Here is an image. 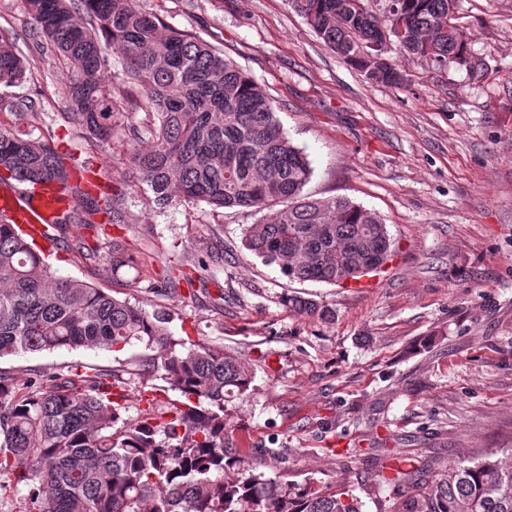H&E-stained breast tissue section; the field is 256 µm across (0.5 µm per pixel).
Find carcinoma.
<instances>
[{"label": "carcinoma", "mask_w": 512, "mask_h": 512, "mask_svg": "<svg viewBox=\"0 0 512 512\" xmlns=\"http://www.w3.org/2000/svg\"><path fill=\"white\" fill-rule=\"evenodd\" d=\"M25 0L49 45L68 63L67 119L108 141L123 113L102 78L112 54L123 58L132 83L147 93L151 124L129 161L136 186L160 207L204 202L215 208L275 209L250 224L243 247L291 280L339 285L382 269L391 239L381 217L346 197L303 194L313 168L283 132L273 101L235 62L207 42L169 28L137 0ZM377 0H292L323 42L358 70L375 36ZM456 0H394L413 19L404 51L432 48L437 63L465 61L466 34L452 15ZM24 58L0 46V85L26 77ZM0 125V180L34 187L57 181L77 197L54 143L23 129L25 112ZM93 201L56 223L91 224ZM79 257L106 258L135 268L136 258L114 238L106 250L80 240ZM288 310L329 322L334 312L300 295L282 297ZM157 353L145 363L183 400L123 417L126 395L101 373L72 369L18 387L0 371V470L29 486L25 512H361L344 489L313 478L270 477L257 459L229 446L228 404L247 394L255 374L240 356L201 343L186 345L165 312H149L100 288L63 277L44 252L0 214V359L20 351L124 347ZM418 512H512V463L485 453L444 468Z\"/></svg>", "instance_id": "obj_1"}]
</instances>
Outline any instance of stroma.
I'll return each instance as SVG.
<instances>
[{"instance_id": "35a3bbf8", "label": "stroma", "mask_w": 512, "mask_h": 512, "mask_svg": "<svg viewBox=\"0 0 512 512\" xmlns=\"http://www.w3.org/2000/svg\"><path fill=\"white\" fill-rule=\"evenodd\" d=\"M166 26L207 41L274 102L313 167L306 194L343 196L376 212L392 254L377 277L350 284L285 277L242 247L258 214L189 203L164 210L135 187L127 129L111 142L68 123L64 59L22 0H0V37L26 61L8 88L36 134L96 167L121 239L143 273L69 252L60 275L165 309L175 337L247 359L255 380L233 401L235 447L276 448L267 475L344 486L362 512H410L441 468L512 448V0H459L465 63L406 54L388 41L399 86L369 81L316 37L288 0H138ZM136 125L146 94L127 84L120 54L105 73ZM191 274L196 300L160 289L170 269ZM139 277L137 290L126 283ZM324 301L322 323L289 312L282 294ZM150 352L125 347L20 353L0 371L23 385L81 366L118 377L126 417L167 384L142 374Z\"/></svg>"}]
</instances>
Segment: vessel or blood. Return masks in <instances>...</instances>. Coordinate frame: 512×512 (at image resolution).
<instances>
[{
	"label": "vessel or blood",
	"mask_w": 512,
	"mask_h": 512,
	"mask_svg": "<svg viewBox=\"0 0 512 512\" xmlns=\"http://www.w3.org/2000/svg\"><path fill=\"white\" fill-rule=\"evenodd\" d=\"M71 198L59 185L49 182L28 188L11 183L0 185V212L33 240L54 249L52 230L57 218L69 207Z\"/></svg>",
	"instance_id": "vessel-or-blood-1"
}]
</instances>
